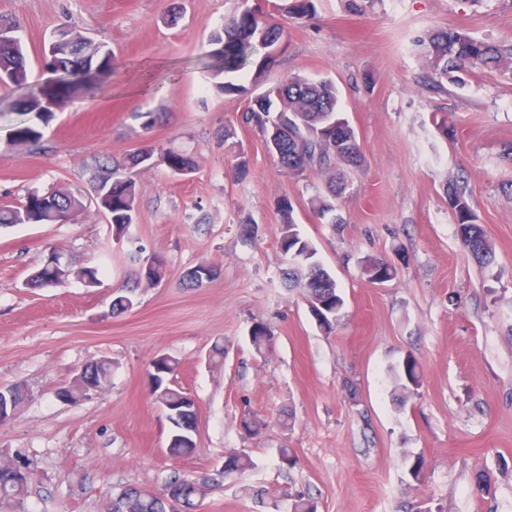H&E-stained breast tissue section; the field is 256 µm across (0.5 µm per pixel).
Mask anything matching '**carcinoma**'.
Masks as SVG:
<instances>
[{"label": "carcinoma", "instance_id": "1", "mask_svg": "<svg viewBox=\"0 0 512 512\" xmlns=\"http://www.w3.org/2000/svg\"><path fill=\"white\" fill-rule=\"evenodd\" d=\"M283 10L289 15L307 16L313 12V0H288ZM270 13L257 12L246 6L220 28L210 34L208 68L215 78H223L217 86L230 94L245 91L239 84L243 70L252 63L260 49H271L279 43L283 29L269 21ZM49 52L43 55V65L52 78L43 88L26 96L20 109L29 116L28 121L11 130L14 143H35L41 137L40 127L49 123L55 110L65 104V99L77 92L86 83L104 75L112 61V51L80 33L68 31L63 40L49 41ZM429 54L435 74L453 85H463L473 69L490 71H512V44H496L476 39L456 31H440L429 40ZM27 78L26 61L21 41L0 42V83L20 86ZM261 133L265 147L280 171L299 178L308 172L331 173L327 183L329 197L317 196L311 201L313 210L328 223L338 224L335 206L330 199L336 198L344 186L343 177L336 173V165L356 167L363 161V154L355 129L344 122L343 136L346 147L336 151L331 127L339 119V90L329 78L310 79L292 76L287 80L267 87L250 98L242 116ZM161 164L173 175L184 176L192 172L191 156L156 147H144L128 154L121 160L112 161V167L99 165L93 170L94 196L87 199L80 194L64 189L27 193L19 205H0V227L14 224H58L95 206L107 217H112L115 236L126 239L128 257L142 261L138 281L150 288L160 284L166 276V260L154 255L141 260L143 248L139 241L128 236L131 224L136 221V181L132 173L138 169ZM448 208L456 219V234L470 255L480 264L493 262L494 255L486 240L482 226L476 223V215L462 188L451 185L446 189ZM282 214L280 237L281 251L290 256L300 255V265L289 267L284 276L293 288L305 293L311 306L312 316L318 327L332 331L336 327L344 307V299L336 280L316 259V249L304 239L293 219V206L284 198L279 203ZM365 272L371 280L384 274L391 278L393 272L385 262L369 259ZM219 270L201 263L185 275L184 285L200 287L215 279ZM76 280L88 288L98 286V271L94 268H75L69 263L54 267L43 263L32 275L29 283L34 287L53 288L66 280ZM250 342L255 352L264 356L272 348L271 327L263 322L252 323ZM152 365L156 367L155 378L150 380V392L156 404L165 412L172 426L167 442V454L173 459L191 455L197 448L196 439L179 434L177 423L183 417L182 404L186 392L175 383L177 361L162 354ZM112 359L101 357L83 367L68 383L60 386L55 394L62 400L78 403L92 398L103 390L112 376ZM399 378L402 388L409 394H417L422 385V376L415 359L406 360ZM0 399L11 403L10 409L18 411L25 400L24 391L13 386L0 391ZM253 468L248 452L241 449L224 457V469L220 476L229 478L243 475ZM28 471L0 468V504L20 503L28 494ZM166 492H151L138 487H124L107 506V512H166Z\"/></svg>", "mask_w": 512, "mask_h": 512}]
</instances>
